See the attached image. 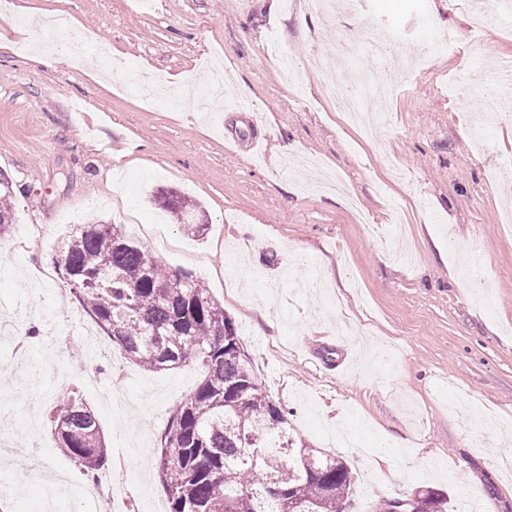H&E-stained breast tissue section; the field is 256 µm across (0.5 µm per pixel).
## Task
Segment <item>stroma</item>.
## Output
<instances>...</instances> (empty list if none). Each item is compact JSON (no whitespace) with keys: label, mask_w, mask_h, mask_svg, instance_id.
Wrapping results in <instances>:
<instances>
[{"label":"stroma","mask_w":512,"mask_h":512,"mask_svg":"<svg viewBox=\"0 0 512 512\" xmlns=\"http://www.w3.org/2000/svg\"><path fill=\"white\" fill-rule=\"evenodd\" d=\"M0 33V171L14 183L15 223L0 243V502L9 512H167L152 468L170 410L203 378L199 363L152 372L126 361L63 287L55 258L80 224H116L166 265L203 280L234 321L266 392L299 436L343 456L356 512L434 487L449 512H512V114L485 122L482 96L512 103V34L469 38L492 0H354L319 14L304 0H12ZM67 14L55 36L79 65L45 66L22 40L30 20ZM436 20L430 29L428 20ZM458 38L434 48L435 30ZM348 64L427 59L384 99L370 133L324 93L336 45ZM129 68L185 78L224 68L221 110L208 97L145 99L102 68L95 45ZM305 71L300 88L283 69ZM250 94L240 98L238 84ZM198 201L209 229L188 233L154 200ZM52 227L29 240L25 227ZM51 268L50 277L37 273ZM77 393L109 452L100 474L125 481L104 502L57 450L49 412ZM39 460L42 481L26 465Z\"/></svg>","instance_id":"1"}]
</instances>
